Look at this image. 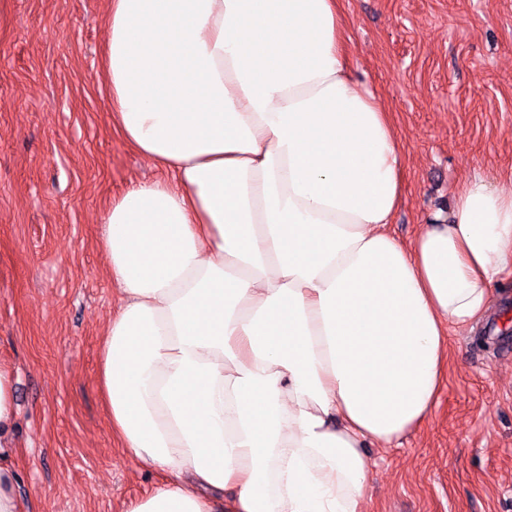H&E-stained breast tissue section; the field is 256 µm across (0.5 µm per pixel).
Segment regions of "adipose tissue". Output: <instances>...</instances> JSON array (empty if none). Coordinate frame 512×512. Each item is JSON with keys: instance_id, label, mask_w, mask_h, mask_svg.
Returning <instances> with one entry per match:
<instances>
[{"instance_id": "ef3b65f1", "label": "adipose tissue", "mask_w": 512, "mask_h": 512, "mask_svg": "<svg viewBox=\"0 0 512 512\" xmlns=\"http://www.w3.org/2000/svg\"><path fill=\"white\" fill-rule=\"evenodd\" d=\"M338 2L108 0L112 120L169 174L101 218L98 387L160 477L125 512H363V445L429 418L449 329L512 276V188L482 177L388 232L403 154Z\"/></svg>"}]
</instances>
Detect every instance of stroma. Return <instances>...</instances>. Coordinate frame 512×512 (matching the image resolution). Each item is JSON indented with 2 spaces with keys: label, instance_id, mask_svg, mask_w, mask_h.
I'll return each mask as SVG.
<instances>
[{
  "label": "stroma",
  "instance_id": "35a3bbf8",
  "mask_svg": "<svg viewBox=\"0 0 512 512\" xmlns=\"http://www.w3.org/2000/svg\"><path fill=\"white\" fill-rule=\"evenodd\" d=\"M356 79L405 159L389 230L410 240L480 174L512 184V0H340ZM107 0H0V359L5 436L34 512H122L157 476L112 436L98 388L112 284L99 220L158 178L112 126ZM365 512H512V303L450 332L440 403L397 448L367 444ZM18 414L15 397V370L0 360V438L11 428Z\"/></svg>",
  "mask_w": 512,
  "mask_h": 512
}]
</instances>
